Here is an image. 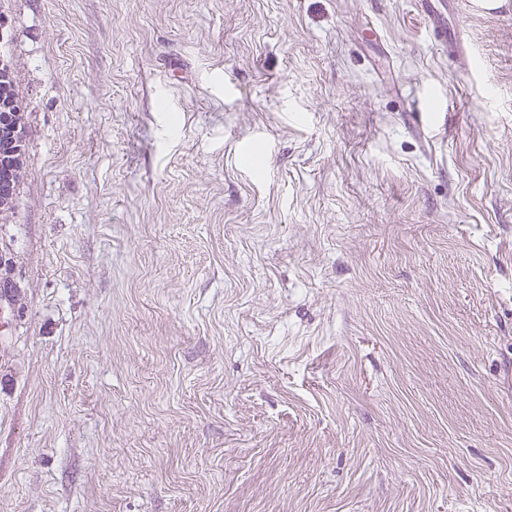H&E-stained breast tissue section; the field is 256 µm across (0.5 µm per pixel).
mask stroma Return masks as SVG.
<instances>
[{"label":"stroma","instance_id":"stroma-1","mask_svg":"<svg viewBox=\"0 0 512 512\" xmlns=\"http://www.w3.org/2000/svg\"><path fill=\"white\" fill-rule=\"evenodd\" d=\"M0 0V512H512V0ZM417 13L429 25L432 38L436 44L448 48V56L457 59L468 55L461 25L458 21V4L456 0H415Z\"/></svg>","mask_w":512,"mask_h":512}]
</instances>
